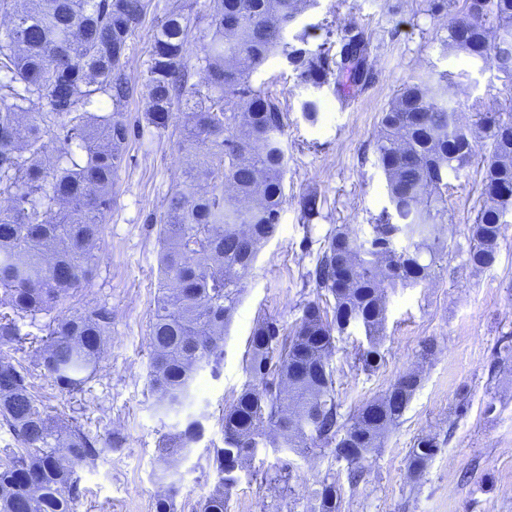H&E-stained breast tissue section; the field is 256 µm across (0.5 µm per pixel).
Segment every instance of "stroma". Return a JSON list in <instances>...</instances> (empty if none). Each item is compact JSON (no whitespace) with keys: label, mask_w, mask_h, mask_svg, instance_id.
Here are the masks:
<instances>
[{"label":"stroma","mask_w":512,"mask_h":512,"mask_svg":"<svg viewBox=\"0 0 512 512\" xmlns=\"http://www.w3.org/2000/svg\"><path fill=\"white\" fill-rule=\"evenodd\" d=\"M171 0L151 6L130 43L127 72L141 79L153 33ZM450 0L447 11L431 14L429 0H314L286 32L287 41L308 33L309 49L335 48L351 27L370 37L369 62L374 79L363 91L347 96L329 84L314 89L301 82L283 57L270 58L251 77L288 111L282 137L288 165L286 201L276 233L260 248L241 280V292L224 330V357L217 369L197 376L190 402L180 412H163L149 386L148 327L158 295L159 222L173 186L187 161L182 143V113L168 130L148 127L141 94L124 113L135 130L112 186L94 277L77 295L55 310L65 315L84 306H104L112 313V330L96 375L83 392L68 394L35 379L51 414L75 418L100 447L94 462L77 470L82 497L76 512H153L161 480L156 448L163 436L180 431L188 418H201L204 433L192 450L175 462L176 512H199L217 482L212 449L224 445V411L246 383L249 340L258 317L276 318L291 330L305 301L315 299L308 270L341 226H367L389 201L376 162L374 144L379 120L404 83L431 74L465 73L462 86L449 89L462 119L474 109H497L512 100V83L496 67L444 51L447 27L463 8ZM317 98L316 121L304 118L302 104ZM482 165L449 172L448 204L438 221L446 245L432 276L416 285L386 291V322L379 370L355 365L363 328H352L337 341L332 363L339 373L336 401L343 417L382 395L405 372L421 377L408 408L370 455L358 484L348 478L350 465L330 448L297 453L257 448L241 472L227 512H314L312 493L321 481L336 484L340 512H512V214H507L495 263L475 271L466 263L469 226L484 199ZM322 202L319 215L305 218L301 202L308 195ZM437 349L422 358L423 345ZM122 437L120 449L108 446L110 435ZM432 436L436 455L421 476L409 470L416 441ZM289 466L290 483L275 479Z\"/></svg>","instance_id":"35a3bbf8"}]
</instances>
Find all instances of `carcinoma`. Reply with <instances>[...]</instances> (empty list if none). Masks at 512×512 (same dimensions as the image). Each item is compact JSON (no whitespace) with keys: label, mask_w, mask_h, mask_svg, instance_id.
<instances>
[{"label":"carcinoma","mask_w":512,"mask_h":512,"mask_svg":"<svg viewBox=\"0 0 512 512\" xmlns=\"http://www.w3.org/2000/svg\"><path fill=\"white\" fill-rule=\"evenodd\" d=\"M310 0H208L209 32L190 60L191 21L180 7L155 30L143 79L145 119L157 133L173 111L185 112L183 142L194 161L169 196L159 227L164 288L149 324L150 386L165 412L191 396L196 359L218 364L224 326L242 275L280 224L288 119L280 102L252 86V73L281 55L303 83L334 82L353 94L371 80L369 37L357 27L341 39L336 57L285 41L287 21ZM150 0H0V427L21 444L0 461V512H76V468L97 455L96 440L76 421L52 415L33 393L32 374L12 362L20 323L51 314L69 292L92 279L102 224L112 207V184L133 130L122 107L136 92L126 71L129 43ZM512 0H464L448 26L446 48L493 62L512 82ZM198 74L201 80L192 81ZM483 153L485 204L471 227L466 263L496 259L504 215L512 212V105L476 111L460 123L448 100V75L401 87L382 113L375 144L390 208L362 230L339 227L318 256L310 278L334 300L303 305L291 332L278 320H257L249 340V381L224 412V447L213 450L218 476L200 512H226L239 472L256 448L334 446L336 458L356 449L351 478L381 447L419 385L414 371L342 421L335 337L364 329L367 347L356 363L365 372L383 361L385 289L425 280L444 243L437 218L447 210L441 188L448 171ZM409 247L397 251L396 236ZM112 324L104 307L45 322L35 347L38 366L68 394L95 374ZM200 420L165 436L156 452L168 464L203 436ZM344 432L338 437V432ZM438 451L421 438L410 453L417 470ZM318 512H339L336 484L315 491Z\"/></svg>","instance_id":"1"}]
</instances>
